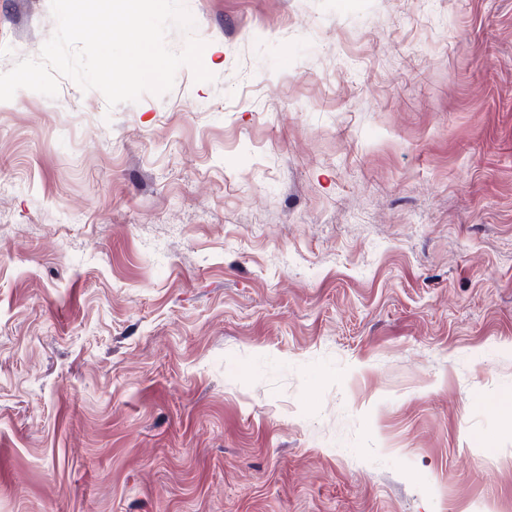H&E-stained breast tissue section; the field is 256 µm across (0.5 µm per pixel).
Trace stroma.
I'll list each match as a JSON object with an SVG mask.
<instances>
[{"instance_id": "35a3bbf8", "label": "stroma", "mask_w": 512, "mask_h": 512, "mask_svg": "<svg viewBox=\"0 0 512 512\" xmlns=\"http://www.w3.org/2000/svg\"><path fill=\"white\" fill-rule=\"evenodd\" d=\"M184 5L0 101V512H512V0Z\"/></svg>"}]
</instances>
